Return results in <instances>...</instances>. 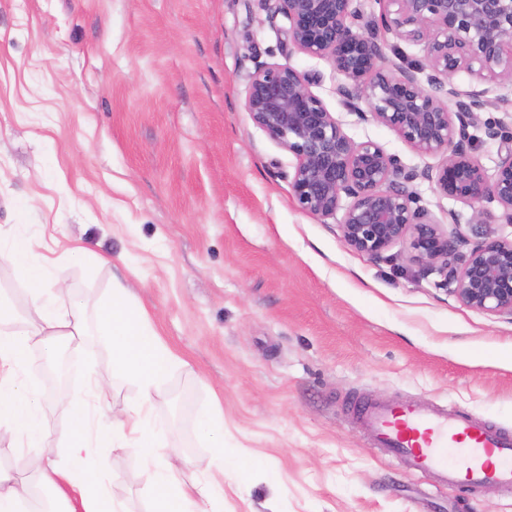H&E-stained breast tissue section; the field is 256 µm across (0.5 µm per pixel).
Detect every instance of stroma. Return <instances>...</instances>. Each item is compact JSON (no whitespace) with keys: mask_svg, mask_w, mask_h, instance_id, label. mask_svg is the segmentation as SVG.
<instances>
[{"mask_svg":"<svg viewBox=\"0 0 512 512\" xmlns=\"http://www.w3.org/2000/svg\"><path fill=\"white\" fill-rule=\"evenodd\" d=\"M287 28L265 0H0V232L28 237L32 261L86 315L113 281L126 285L180 360L151 424L185 479L223 487V512H512V489L437 486L385 457L358 420L368 401L448 402L512 431V317L463 305L402 246L354 252L338 218L298 208L295 158L244 108L257 64L311 75L352 141L418 171L438 160L361 119L342 77L295 51ZM456 84L486 90L485 117L512 120V87L464 73ZM411 188L445 229L485 232L427 179ZM0 306L30 317L5 253ZM60 351L63 400L40 351L29 374L56 437L88 397V371L112 378L115 410L136 398L97 330ZM206 408L222 413L237 469L207 468ZM91 455L128 512H145L141 455L119 439Z\"/></svg>","mask_w":512,"mask_h":512,"instance_id":"obj_1","label":"stroma"}]
</instances>
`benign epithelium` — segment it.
I'll list each match as a JSON object with an SVG mask.
<instances>
[{
  "label": "benign epithelium",
  "mask_w": 512,
  "mask_h": 512,
  "mask_svg": "<svg viewBox=\"0 0 512 512\" xmlns=\"http://www.w3.org/2000/svg\"><path fill=\"white\" fill-rule=\"evenodd\" d=\"M294 50L328 60L341 93L362 102L361 119L394 130L415 152L440 158L423 172L438 195L469 207L477 222L512 224V125L484 121L488 90L460 91L454 76L512 85V0H383L380 25L364 27L355 0H275ZM423 46L426 81L416 68L385 65L378 28ZM289 64L262 63L249 75L245 110L295 160L291 188L299 209L328 218L342 212L341 238L379 259L401 245L426 275L440 274L464 305L512 316V239L488 229L469 243L416 206L418 173L378 144L353 142ZM484 127L505 154L494 176L474 153L472 128ZM496 203L499 214L485 208Z\"/></svg>",
  "instance_id": "7a95c632"
}]
</instances>
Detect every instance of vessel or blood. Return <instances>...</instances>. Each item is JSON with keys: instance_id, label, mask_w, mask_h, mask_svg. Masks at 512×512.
I'll use <instances>...</instances> for the list:
<instances>
[{"instance_id": "1", "label": "vessel or blood", "mask_w": 512, "mask_h": 512, "mask_svg": "<svg viewBox=\"0 0 512 512\" xmlns=\"http://www.w3.org/2000/svg\"><path fill=\"white\" fill-rule=\"evenodd\" d=\"M358 416L376 448L436 484L512 488V434L454 405L367 402Z\"/></svg>"}]
</instances>
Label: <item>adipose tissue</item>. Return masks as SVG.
<instances>
[{"mask_svg":"<svg viewBox=\"0 0 512 512\" xmlns=\"http://www.w3.org/2000/svg\"><path fill=\"white\" fill-rule=\"evenodd\" d=\"M5 246L17 270L35 322L19 323L0 310V429L9 431L27 456V468L18 471L0 460V512H26L34 492H41V512H126L108 487L103 465L90 455L92 430H111L133 447L149 443L143 461L150 473L148 512H215L219 494L208 481L185 482L164 441L145 426L155 394L175 358L150 326L144 312L128 300L124 285L113 286L109 300L95 313L98 332L112 345V373L131 380L138 389L136 403L122 416L109 413L110 382L90 374L88 386L98 399L96 408L79 402L70 413L62 456L54 458L48 443L53 431L45 419L42 395L28 383L30 353L40 349L53 356L62 342L83 339L85 313L79 303L59 305L46 270L30 258V243L21 234Z\"/></svg>","mask_w":512,"mask_h":512,"instance_id":"1","label":"adipose tissue"}]
</instances>
